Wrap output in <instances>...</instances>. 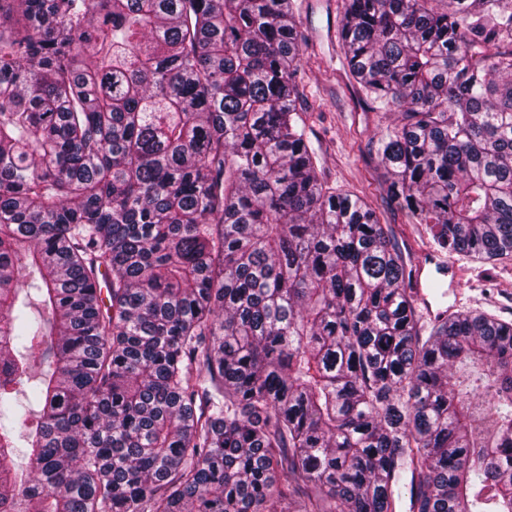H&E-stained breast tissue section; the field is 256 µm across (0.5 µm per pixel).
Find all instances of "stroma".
<instances>
[{
  "mask_svg": "<svg viewBox=\"0 0 512 512\" xmlns=\"http://www.w3.org/2000/svg\"><path fill=\"white\" fill-rule=\"evenodd\" d=\"M294 18L304 37V65L297 77L306 137L318 155L328 187L372 204L381 223L390 225L408 266L430 250L423 225L384 192L385 172L374 145L389 123L377 103L351 77L338 39L343 0H293ZM458 306L481 308L512 318V261L482 263L456 259Z\"/></svg>",
  "mask_w": 512,
  "mask_h": 512,
  "instance_id": "35a3bbf8",
  "label": "stroma"
}]
</instances>
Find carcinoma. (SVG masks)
I'll use <instances>...</instances> for the list:
<instances>
[{
	"mask_svg": "<svg viewBox=\"0 0 512 512\" xmlns=\"http://www.w3.org/2000/svg\"><path fill=\"white\" fill-rule=\"evenodd\" d=\"M344 0L387 195L512 260V0ZM291 0H0V512H512V321L428 324L319 177Z\"/></svg>",
	"mask_w": 512,
	"mask_h": 512,
	"instance_id": "cac0c4a2",
	"label": "carcinoma"
}]
</instances>
